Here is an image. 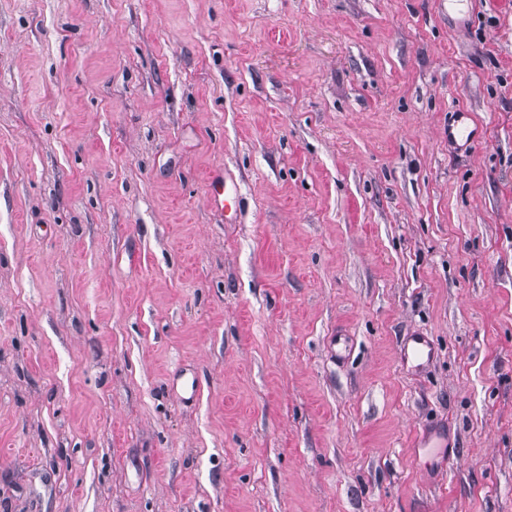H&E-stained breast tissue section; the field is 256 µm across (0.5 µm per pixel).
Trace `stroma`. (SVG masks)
I'll return each instance as SVG.
<instances>
[{"mask_svg": "<svg viewBox=\"0 0 512 512\" xmlns=\"http://www.w3.org/2000/svg\"><path fill=\"white\" fill-rule=\"evenodd\" d=\"M0 512H512V0H0ZM480 126L474 121L471 112L456 108L448 118V144L471 149L482 140ZM236 195V187L228 188L223 173H215L210 176L207 185V197L213 208L224 213V209L231 206ZM437 348L431 336L423 331H414L404 338L401 350V366L407 371H426L437 357ZM412 448H453L448 434V426L429 425L416 430Z\"/></svg>", "mask_w": 512, "mask_h": 512, "instance_id": "1", "label": "stroma"}]
</instances>
